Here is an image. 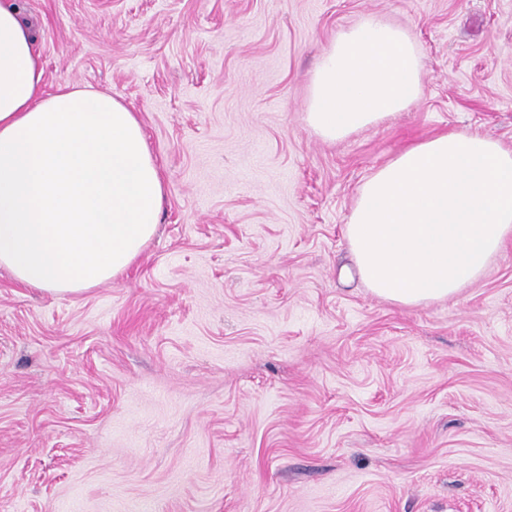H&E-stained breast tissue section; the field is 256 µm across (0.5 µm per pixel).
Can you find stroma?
I'll use <instances>...</instances> for the list:
<instances>
[{"label": "stroma", "instance_id": "35a3bbf8", "mask_svg": "<svg viewBox=\"0 0 512 512\" xmlns=\"http://www.w3.org/2000/svg\"><path fill=\"white\" fill-rule=\"evenodd\" d=\"M47 91L139 116L158 232L78 295L0 268V512H512V243L460 294L360 280L361 184L434 134L512 150V0H23ZM377 14L422 95L326 142L309 78Z\"/></svg>", "mask_w": 512, "mask_h": 512}]
</instances>
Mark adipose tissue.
<instances>
[{
    "label": "adipose tissue",
    "mask_w": 512,
    "mask_h": 512,
    "mask_svg": "<svg viewBox=\"0 0 512 512\" xmlns=\"http://www.w3.org/2000/svg\"><path fill=\"white\" fill-rule=\"evenodd\" d=\"M45 86L21 0H0V267L23 286L79 294L142 254L164 184L135 112L104 92ZM422 89L419 51L372 14L323 54L306 123L341 140ZM346 237L378 297L413 306L455 296L512 241V151L458 131L409 145L362 184Z\"/></svg>",
    "instance_id": "ef3b65f1"
}]
</instances>
